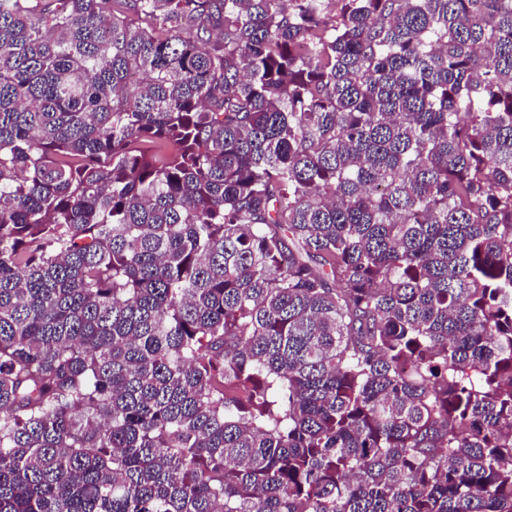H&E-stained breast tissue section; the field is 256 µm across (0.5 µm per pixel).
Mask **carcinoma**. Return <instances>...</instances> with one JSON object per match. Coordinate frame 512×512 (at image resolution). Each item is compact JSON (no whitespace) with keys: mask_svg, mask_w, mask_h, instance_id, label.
<instances>
[{"mask_svg":"<svg viewBox=\"0 0 512 512\" xmlns=\"http://www.w3.org/2000/svg\"><path fill=\"white\" fill-rule=\"evenodd\" d=\"M0 512H512V0H0Z\"/></svg>","mask_w":512,"mask_h":512,"instance_id":"obj_1","label":"carcinoma"}]
</instances>
